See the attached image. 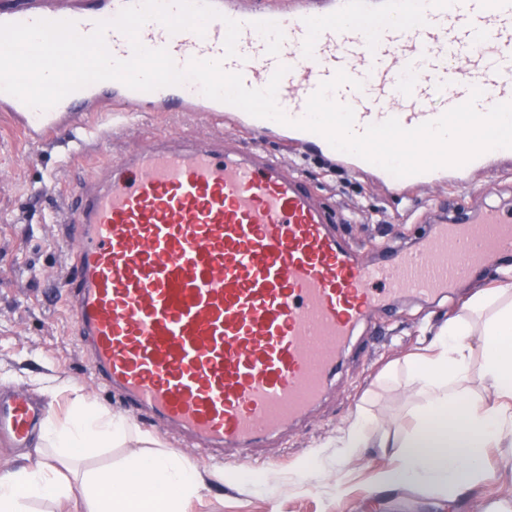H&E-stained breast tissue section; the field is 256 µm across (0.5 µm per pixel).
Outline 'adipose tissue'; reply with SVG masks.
Here are the masks:
<instances>
[{"label": "adipose tissue", "instance_id": "adipose-tissue-1", "mask_svg": "<svg viewBox=\"0 0 512 512\" xmlns=\"http://www.w3.org/2000/svg\"><path fill=\"white\" fill-rule=\"evenodd\" d=\"M483 339V395H473L470 337ZM410 378L426 393L420 423L390 440L400 462L385 471L387 489L416 486L461 493L483 476L488 448L512 440V282L476 294L463 315L449 318L429 348L415 359ZM128 424L108 410L75 397L66 423L49 425L44 447L58 461L126 438ZM79 487L56 469L36 463L0 474V512H27L30 501H54L80 492L86 512H183L198 488L194 474L174 455L151 452L121 477L98 471L80 477Z\"/></svg>", "mask_w": 512, "mask_h": 512}]
</instances>
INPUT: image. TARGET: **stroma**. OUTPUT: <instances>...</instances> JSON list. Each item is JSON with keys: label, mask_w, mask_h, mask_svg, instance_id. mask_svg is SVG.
Segmentation results:
<instances>
[{"label": "stroma", "mask_w": 512, "mask_h": 512, "mask_svg": "<svg viewBox=\"0 0 512 512\" xmlns=\"http://www.w3.org/2000/svg\"><path fill=\"white\" fill-rule=\"evenodd\" d=\"M223 128L216 113L145 107L113 143L90 144L78 162L64 167V143L29 144L8 113L0 112V390H21L42 402L50 423L66 418L78 392L89 404L121 415L109 390L95 386L88 356L73 334L68 303L54 286L70 262L64 221L85 174L116 152L144 147L157 133L191 139ZM244 140L261 144L302 173L336 220L337 233L369 260L421 237L427 230L425 212L512 210V160L477 176L474 187H431L406 199L377 184L372 174L353 173L316 151L300 153L277 135L260 140L248 133ZM504 273L491 261L438 302L404 296L390 310L376 312L345 346L322 402L255 448L254 461L221 459L132 416L128 422L136 436L74 460L71 468L78 474L120 472L142 455L137 439L142 432L199 477L185 512H512V444L507 442L489 450L484 478L462 494L386 490L378 484L380 474L398 462L396 449L380 447V440L416 425L425 401L410 381L413 358L424 353L449 317L461 313L471 295L497 286ZM361 410L376 419L377 429L368 447L342 457L335 443Z\"/></svg>", "instance_id": "obj_1"}]
</instances>
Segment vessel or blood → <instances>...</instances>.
<instances>
[{
  "label": "vessel or blood",
  "mask_w": 512,
  "mask_h": 512,
  "mask_svg": "<svg viewBox=\"0 0 512 512\" xmlns=\"http://www.w3.org/2000/svg\"><path fill=\"white\" fill-rule=\"evenodd\" d=\"M131 0H19L0 23L71 20L80 34ZM218 19L204 35L160 23L140 31L178 66L221 61L247 87H265L288 66L277 102L304 116L320 83L345 71L334 100L353 107L355 132L394 117L405 128L437 119L483 91L480 112L512 101V0H211ZM241 23L238 54L225 55V19ZM363 83L355 89L353 80ZM217 112L246 131L278 128L289 145L320 153L405 191L469 186L512 148L459 168L397 178L335 150L316 133L205 97L196 82L135 91L117 81L88 85L41 112L0 91L26 138L68 137V162L87 142L88 112ZM72 272L62 286L96 380L147 417L227 455L247 454L321 400L352 336L396 296L438 298L494 256L512 254V213L448 216L412 250L371 262L336 234L303 177L276 156L217 134L188 146L154 145L90 171L67 220ZM42 413L22 393L0 400V436L24 447Z\"/></svg>",
  "instance_id": "obj_1"
}]
</instances>
